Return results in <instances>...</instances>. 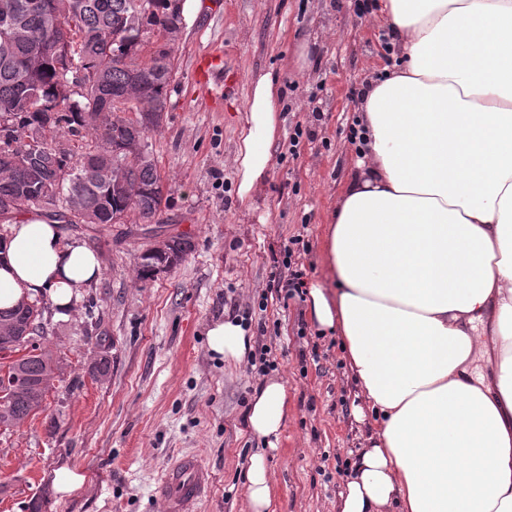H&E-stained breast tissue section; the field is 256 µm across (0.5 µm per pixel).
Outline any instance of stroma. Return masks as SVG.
Returning a JSON list of instances; mask_svg holds the SVG:
<instances>
[{
  "mask_svg": "<svg viewBox=\"0 0 512 512\" xmlns=\"http://www.w3.org/2000/svg\"><path fill=\"white\" fill-rule=\"evenodd\" d=\"M377 0H199L184 9L167 104L148 142L165 196L150 221L80 224L67 234L99 255L101 275L65 321L45 310L41 348L59 369L41 410L0 427V512H163L162 471L185 453L212 473L199 512H250L244 475L258 446L245 424L270 377L288 392V419L268 456L275 512H339L340 494L372 417L339 336L312 321L307 299H278L274 262L290 256L305 282L325 277L326 229L359 157L353 112L368 77L392 67ZM223 50L235 76L204 97L198 58ZM281 88L273 168L252 204L237 197L235 152L250 80ZM160 235H153V228ZM189 244L176 266L143 279L138 257L161 237ZM266 304L246 325L252 355L272 368L208 350L211 322L231 304ZM106 359V375L94 365ZM86 477L72 497L48 473Z\"/></svg>",
  "mask_w": 512,
  "mask_h": 512,
  "instance_id": "35a3bbf8",
  "label": "stroma"
}]
</instances>
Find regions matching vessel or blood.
I'll return each instance as SVG.
<instances>
[{
  "mask_svg": "<svg viewBox=\"0 0 512 512\" xmlns=\"http://www.w3.org/2000/svg\"><path fill=\"white\" fill-rule=\"evenodd\" d=\"M224 73L222 56L205 57L198 65L196 79L204 88H211ZM212 482V475L194 455H185L172 464L158 482V492L166 512H198V504Z\"/></svg>",
  "mask_w": 512,
  "mask_h": 512,
  "instance_id": "1",
  "label": "vessel or blood"
}]
</instances>
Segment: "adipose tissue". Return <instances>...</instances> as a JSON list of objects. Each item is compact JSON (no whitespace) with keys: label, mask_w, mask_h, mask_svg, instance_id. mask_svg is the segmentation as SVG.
<instances>
[{"label":"adipose tissue","mask_w":512,"mask_h":512,"mask_svg":"<svg viewBox=\"0 0 512 512\" xmlns=\"http://www.w3.org/2000/svg\"><path fill=\"white\" fill-rule=\"evenodd\" d=\"M400 65L355 105L362 158L326 230L310 315L341 336L375 429L340 512H512V0H382ZM236 157L247 201L268 176L280 123L271 74L251 83ZM98 255L59 224L17 217L0 236V309L42 297L69 319ZM208 349L242 360L243 327ZM287 389L266 379L249 432L278 434ZM245 491L273 512L265 452Z\"/></svg>","instance_id":"obj_1"}]
</instances>
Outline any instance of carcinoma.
<instances>
[{
	"instance_id": "obj_1",
	"label": "carcinoma",
	"mask_w": 512,
	"mask_h": 512,
	"mask_svg": "<svg viewBox=\"0 0 512 512\" xmlns=\"http://www.w3.org/2000/svg\"><path fill=\"white\" fill-rule=\"evenodd\" d=\"M176 0H0V216L33 206L64 224L152 218L164 187L147 143L159 125L182 31ZM95 135L76 155L60 137ZM109 169L111 180L99 172ZM188 243L171 237L139 256L145 277L181 262ZM42 308L0 310V350L39 335ZM58 369L31 350L0 361V427L41 409Z\"/></svg>"
}]
</instances>
